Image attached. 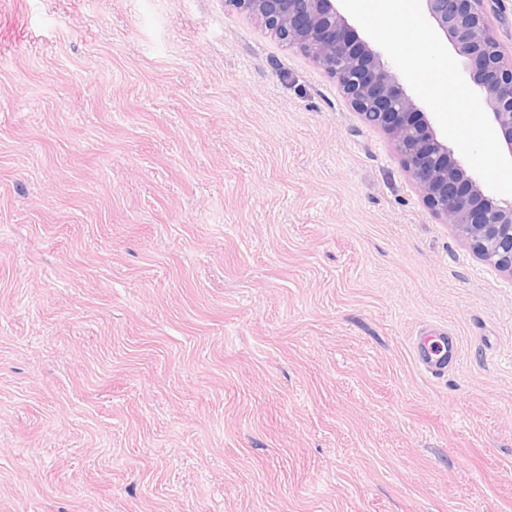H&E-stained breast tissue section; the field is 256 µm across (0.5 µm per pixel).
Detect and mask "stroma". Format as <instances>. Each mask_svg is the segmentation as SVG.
Masks as SVG:
<instances>
[{"label": "stroma", "mask_w": 512, "mask_h": 512, "mask_svg": "<svg viewBox=\"0 0 512 512\" xmlns=\"http://www.w3.org/2000/svg\"><path fill=\"white\" fill-rule=\"evenodd\" d=\"M0 512H512V281L224 0H0ZM458 343L454 336L444 332L429 336L417 345L414 353L419 366L431 375H444L458 358Z\"/></svg>", "instance_id": "obj_1"}]
</instances>
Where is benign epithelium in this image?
Wrapping results in <instances>:
<instances>
[{
	"instance_id": "7a95c632",
	"label": "benign epithelium",
	"mask_w": 512,
	"mask_h": 512,
	"mask_svg": "<svg viewBox=\"0 0 512 512\" xmlns=\"http://www.w3.org/2000/svg\"><path fill=\"white\" fill-rule=\"evenodd\" d=\"M336 0H224V10L255 20L331 78L349 107L381 130L423 204L473 254L512 278V201L486 195L478 176L454 157L427 113L404 88L386 54L361 38ZM432 25L448 39L512 156V53H505L486 0H423Z\"/></svg>"
}]
</instances>
